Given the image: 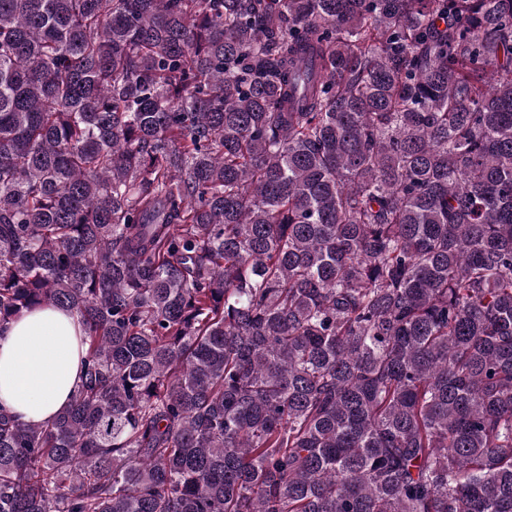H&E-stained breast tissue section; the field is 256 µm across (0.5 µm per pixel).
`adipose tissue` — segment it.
Here are the masks:
<instances>
[{
    "label": "adipose tissue",
    "mask_w": 512,
    "mask_h": 512,
    "mask_svg": "<svg viewBox=\"0 0 512 512\" xmlns=\"http://www.w3.org/2000/svg\"><path fill=\"white\" fill-rule=\"evenodd\" d=\"M83 329L70 312L44 307L0 330V408L43 424L69 404L80 381Z\"/></svg>",
    "instance_id": "obj_1"
}]
</instances>
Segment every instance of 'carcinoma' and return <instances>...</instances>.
<instances>
[{
  "instance_id": "carcinoma-1",
  "label": "carcinoma",
  "mask_w": 512,
  "mask_h": 512,
  "mask_svg": "<svg viewBox=\"0 0 512 512\" xmlns=\"http://www.w3.org/2000/svg\"><path fill=\"white\" fill-rule=\"evenodd\" d=\"M0 512H512V0H0ZM84 332L70 312L44 307L0 332V405L44 424L69 404L80 381Z\"/></svg>"
}]
</instances>
